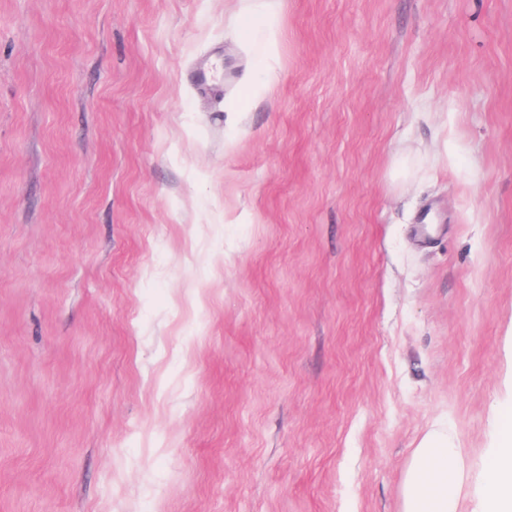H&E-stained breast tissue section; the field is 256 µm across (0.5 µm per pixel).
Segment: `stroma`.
I'll return each instance as SVG.
<instances>
[{"label":"stroma","mask_w":512,"mask_h":512,"mask_svg":"<svg viewBox=\"0 0 512 512\" xmlns=\"http://www.w3.org/2000/svg\"><path fill=\"white\" fill-rule=\"evenodd\" d=\"M275 12L0 0V512H401L427 431L496 447L512 0Z\"/></svg>","instance_id":"1"}]
</instances>
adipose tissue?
I'll return each instance as SVG.
<instances>
[{
  "mask_svg": "<svg viewBox=\"0 0 512 512\" xmlns=\"http://www.w3.org/2000/svg\"><path fill=\"white\" fill-rule=\"evenodd\" d=\"M498 444L482 463V512H512V409L497 415ZM470 465L447 434L428 431L406 469L402 512H458Z\"/></svg>",
  "mask_w": 512,
  "mask_h": 512,
  "instance_id": "obj_1",
  "label": "adipose tissue"
}]
</instances>
